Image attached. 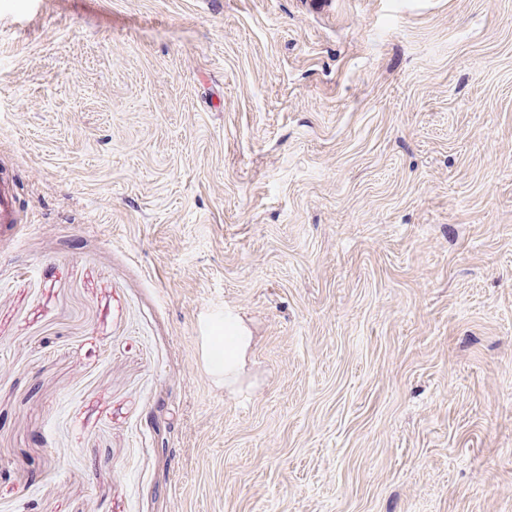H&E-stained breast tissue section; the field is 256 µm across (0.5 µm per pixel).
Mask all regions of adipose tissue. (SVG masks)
Segmentation results:
<instances>
[{
  "mask_svg": "<svg viewBox=\"0 0 512 512\" xmlns=\"http://www.w3.org/2000/svg\"><path fill=\"white\" fill-rule=\"evenodd\" d=\"M253 336L239 316L224 317V335L201 339L200 355L207 373L226 390H234L239 383Z\"/></svg>",
  "mask_w": 512,
  "mask_h": 512,
  "instance_id": "adipose-tissue-1",
  "label": "adipose tissue"
}]
</instances>
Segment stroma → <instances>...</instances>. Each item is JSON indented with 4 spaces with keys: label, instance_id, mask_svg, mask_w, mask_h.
<instances>
[{
    "label": "stroma",
    "instance_id": "stroma-1",
    "mask_svg": "<svg viewBox=\"0 0 512 512\" xmlns=\"http://www.w3.org/2000/svg\"><path fill=\"white\" fill-rule=\"evenodd\" d=\"M2 179L0 512H512V0H0ZM20 224V210L13 187L7 181L0 182V232L13 234ZM223 336H201L200 355L207 373L233 392L240 382L253 336L239 316L224 315V353L218 350Z\"/></svg>",
    "mask_w": 512,
    "mask_h": 512
}]
</instances>
